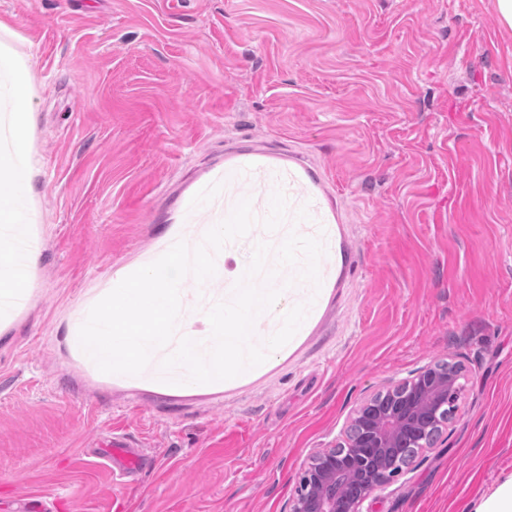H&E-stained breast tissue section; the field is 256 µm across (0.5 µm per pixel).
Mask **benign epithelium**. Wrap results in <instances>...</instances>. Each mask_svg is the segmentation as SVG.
Returning <instances> with one entry per match:
<instances>
[{"label": "benign epithelium", "mask_w": 512, "mask_h": 512, "mask_svg": "<svg viewBox=\"0 0 512 512\" xmlns=\"http://www.w3.org/2000/svg\"><path fill=\"white\" fill-rule=\"evenodd\" d=\"M461 388L456 377L434 365L417 370L410 378L387 386L363 400L354 410L344 442L322 448L307 459L290 512H362L375 492L403 473L399 442L403 435L448 426L453 417L439 420L440 412L458 411ZM347 478L353 495H336V481Z\"/></svg>", "instance_id": "1"}]
</instances>
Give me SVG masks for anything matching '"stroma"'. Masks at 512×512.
<instances>
[{
    "instance_id": "1",
    "label": "stroma",
    "mask_w": 512,
    "mask_h": 512,
    "mask_svg": "<svg viewBox=\"0 0 512 512\" xmlns=\"http://www.w3.org/2000/svg\"><path fill=\"white\" fill-rule=\"evenodd\" d=\"M496 0H0L26 107L31 292L0 335V512H288L354 408L437 362L456 418L363 512L512 473V28ZM292 155L339 219L304 341L201 394L92 376L73 305L155 249L228 151ZM139 467L117 481L112 437Z\"/></svg>"
}]
</instances>
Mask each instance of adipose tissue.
Returning a JSON list of instances; mask_svg holds the SVG:
<instances>
[{"label": "adipose tissue", "instance_id": "ef3b65f1", "mask_svg": "<svg viewBox=\"0 0 512 512\" xmlns=\"http://www.w3.org/2000/svg\"><path fill=\"white\" fill-rule=\"evenodd\" d=\"M25 110L0 117V329L14 319L27 300L29 275L40 258V245L33 239L24 215L30 203L32 164Z\"/></svg>", "mask_w": 512, "mask_h": 512}]
</instances>
